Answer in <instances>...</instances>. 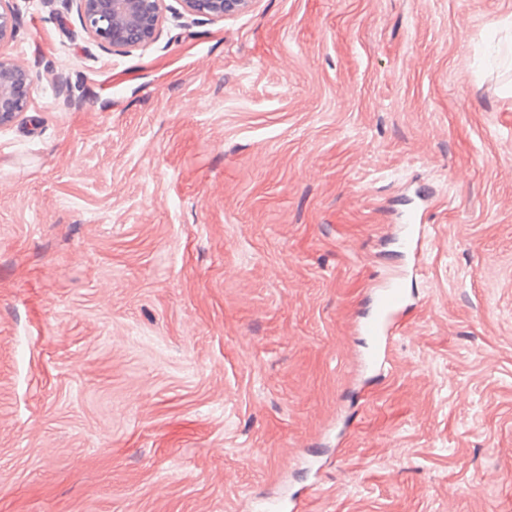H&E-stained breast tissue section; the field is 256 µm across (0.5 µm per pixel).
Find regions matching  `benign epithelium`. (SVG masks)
Wrapping results in <instances>:
<instances>
[{
  "mask_svg": "<svg viewBox=\"0 0 512 512\" xmlns=\"http://www.w3.org/2000/svg\"><path fill=\"white\" fill-rule=\"evenodd\" d=\"M83 31L114 54L146 48L161 36L163 0H73ZM185 13L218 22L240 12L249 0H179ZM17 20L9 0H0V42L15 37ZM32 76L24 67L0 59V127L30 104Z\"/></svg>",
  "mask_w": 512,
  "mask_h": 512,
  "instance_id": "obj_1",
  "label": "benign epithelium"
}]
</instances>
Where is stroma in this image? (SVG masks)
Wrapping results in <instances>:
<instances>
[{"instance_id": "1", "label": "stroma", "mask_w": 512, "mask_h": 512, "mask_svg": "<svg viewBox=\"0 0 512 512\" xmlns=\"http://www.w3.org/2000/svg\"><path fill=\"white\" fill-rule=\"evenodd\" d=\"M0 512H512V0H164L115 55L10 0ZM385 376L371 292L423 193ZM185 13L218 22L240 12L249 0H178ZM32 76L24 67L0 59V127L8 125L30 104Z\"/></svg>"}]
</instances>
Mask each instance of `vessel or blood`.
<instances>
[{
  "label": "vessel or blood",
  "instance_id": "obj_1",
  "mask_svg": "<svg viewBox=\"0 0 512 512\" xmlns=\"http://www.w3.org/2000/svg\"><path fill=\"white\" fill-rule=\"evenodd\" d=\"M405 252H417L426 237V227L409 218L401 227ZM406 273L394 274L372 291L370 308L362 316L358 331L369 346L362 357L364 372L382 374L388 363V350L398 331L399 317L409 307L412 295L406 284Z\"/></svg>",
  "mask_w": 512,
  "mask_h": 512
}]
</instances>
